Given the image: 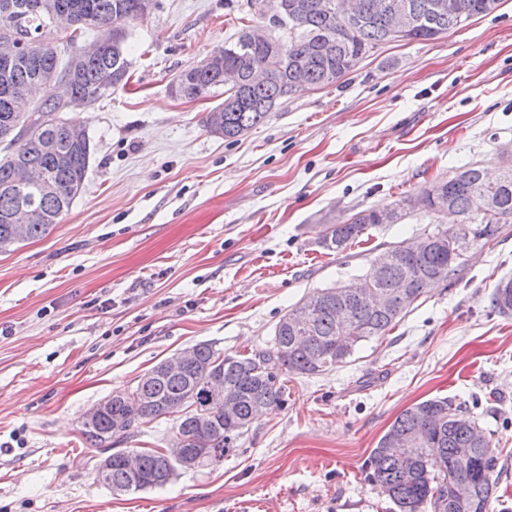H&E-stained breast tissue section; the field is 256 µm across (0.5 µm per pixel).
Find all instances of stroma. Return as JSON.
Segmentation results:
<instances>
[{"label":"stroma","mask_w":512,"mask_h":512,"mask_svg":"<svg viewBox=\"0 0 512 512\" xmlns=\"http://www.w3.org/2000/svg\"><path fill=\"white\" fill-rule=\"evenodd\" d=\"M286 38L250 0H156L131 23L132 77L67 112L94 155L83 194L44 237L0 253V512H397L365 481L372 448L405 409L448 396L500 454L512 508V318L489 310L512 278V223L464 256L349 362L288 377L223 463L126 496L93 479L85 414L178 350L270 345L304 295L368 275L373 257L422 240L428 211L369 227L336 254L328 225L395 205L427 182L512 149V0L428 41L378 45L340 83L283 97L230 142L173 77L243 28Z\"/></svg>","instance_id":"stroma-1"}]
</instances>
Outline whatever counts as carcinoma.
I'll list each match as a JSON object with an SVG mask.
<instances>
[{
  "instance_id": "obj_1",
  "label": "carcinoma",
  "mask_w": 512,
  "mask_h": 512,
  "mask_svg": "<svg viewBox=\"0 0 512 512\" xmlns=\"http://www.w3.org/2000/svg\"><path fill=\"white\" fill-rule=\"evenodd\" d=\"M18 10L8 18L0 15L4 28L21 37L47 30L63 19L70 30L65 36L71 52L59 63L52 40L37 42L34 52L6 63L0 59V253L12 251L25 241L39 239L60 223L82 194L94 146L86 131L76 138L74 124L61 121L69 102L56 100L51 88L64 82L70 102L92 103L106 93L128 84L131 62L126 56L127 26L149 16L143 0H13ZM260 14L273 11L271 22L288 28V40L253 41L247 30L216 59L194 63L180 71L170 89L177 96L194 100L224 89V101L206 114L210 133L236 140L264 121L276 102L299 88L325 87L343 79L379 44L393 41L389 35L392 5L410 17L402 40H430L458 30L477 16L496 11L501 0H453L452 13L439 12L441 0H353L359 18L327 31L333 17L330 4L336 0H257ZM110 26L112 41L100 44V52L76 61L77 40L89 28ZM283 44L284 55L273 58L274 46ZM236 81L226 83L225 73ZM20 89L31 94L32 110L17 112L14 97ZM54 148L46 149L47 143ZM31 164L47 192L40 186H15V166ZM429 210L443 219L458 217L474 228L466 245L448 244V225L438 224L427 234L423 248L414 251L396 245L374 259L376 276L358 278L359 288L346 295L332 289L305 295L314 302L304 322L282 315L275 325L272 346L248 355L222 353L207 342L192 346L191 357L173 373L157 364L145 372L128 395L117 391L100 414L83 424L81 434L90 447L112 456V469L96 480L127 494L162 488L176 476L177 466L166 460L159 448H141L136 453V473L125 464V449L115 444L137 436L144 427L161 418L173 421L172 434L188 448L205 454L203 465L224 462L237 441L256 419L255 408L282 406L288 397V375L320 374L343 363L363 342L387 335L421 297L452 281L462 270L461 259L469 250L495 239L501 225L512 223V171L487 180L478 167H468L450 177L430 182ZM34 205L31 223L24 235L6 216L21 202ZM390 211L364 210L341 224H331L321 246L341 253L370 226L386 223ZM373 290L392 297V304L378 308L364 303L362 293ZM490 309L512 314V280L502 281L490 299ZM353 335L352 348L343 337ZM222 380L223 396L233 400V410L224 412V402L210 398L208 378ZM197 406L208 413L212 428L199 430ZM462 405L447 397L432 398L406 409L379 439L366 460L365 480L385 490L399 512H489L501 477L499 453L479 425L463 416ZM404 440L416 457L400 466L401 452L395 442ZM470 449L466 459L459 449ZM459 480L474 485V497L464 506L454 503L452 486Z\"/></svg>"
}]
</instances>
